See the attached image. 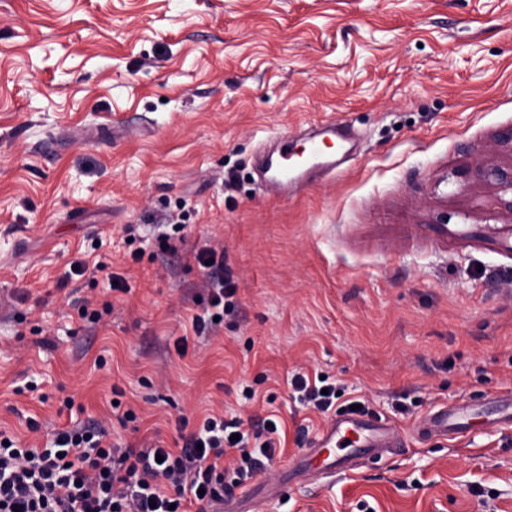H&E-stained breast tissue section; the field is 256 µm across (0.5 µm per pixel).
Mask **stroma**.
I'll use <instances>...</instances> for the list:
<instances>
[{"label":"stroma","instance_id":"obj_1","mask_svg":"<svg viewBox=\"0 0 512 512\" xmlns=\"http://www.w3.org/2000/svg\"><path fill=\"white\" fill-rule=\"evenodd\" d=\"M330 123L358 142L336 172L254 180ZM510 129L512 0H0V430L179 448L210 415L271 419L282 452L230 512H512V192L476 175L512 165ZM207 243L236 293L196 340ZM87 299L112 305L94 328ZM354 401L404 452L298 469ZM444 404L468 425L418 436ZM326 380V378L321 379V376H317L312 381L309 376L298 374L294 378L293 385L296 392L301 394V399L304 402L319 411L325 412L335 404L336 398L339 397L336 393V386L324 384ZM317 382L322 385L318 386ZM322 389H327L328 394H322Z\"/></svg>","mask_w":512,"mask_h":512}]
</instances>
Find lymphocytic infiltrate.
Listing matches in <instances>:
<instances>
[{"mask_svg": "<svg viewBox=\"0 0 512 512\" xmlns=\"http://www.w3.org/2000/svg\"><path fill=\"white\" fill-rule=\"evenodd\" d=\"M207 270L209 311L193 318L196 337L216 327L235 287L224 255L194 252ZM234 418H206L179 448H137L108 441L98 422L55 429L42 448H20L0 432V512H187L212 506L271 465L277 426L244 432Z\"/></svg>", "mask_w": 512, "mask_h": 512, "instance_id": "obj_1", "label": "lymphocytic infiltrate"}]
</instances>
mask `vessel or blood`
<instances>
[{
  "mask_svg": "<svg viewBox=\"0 0 512 512\" xmlns=\"http://www.w3.org/2000/svg\"><path fill=\"white\" fill-rule=\"evenodd\" d=\"M291 151L287 140H280L274 152L264 155L261 169L266 180L277 187L287 186L289 180L298 179L316 169L335 168L332 159L309 157L300 167L290 164ZM464 410L459 406H443L425 415L419 421L421 431L429 436H441L455 431ZM393 441L392 431L375 418L341 414L325 427L316 442L327 452L319 464L322 473L333 475L348 469L350 464L370 455L387 451Z\"/></svg>",
  "mask_w": 512,
  "mask_h": 512,
  "instance_id": "vessel-or-blood-1",
  "label": "vessel or blood"
}]
</instances>
